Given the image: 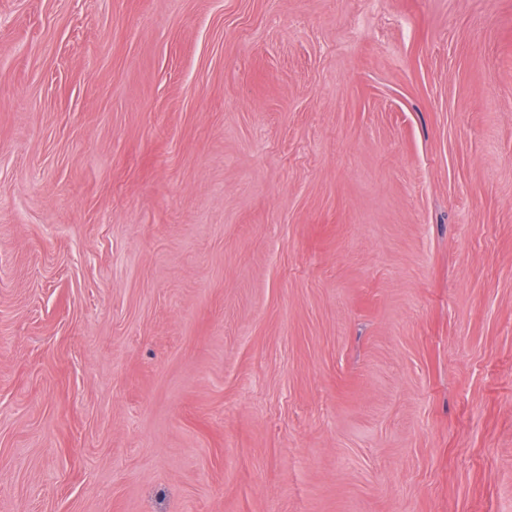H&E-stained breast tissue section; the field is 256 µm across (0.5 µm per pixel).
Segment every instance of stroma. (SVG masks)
Masks as SVG:
<instances>
[{
    "instance_id": "1",
    "label": "stroma",
    "mask_w": 512,
    "mask_h": 512,
    "mask_svg": "<svg viewBox=\"0 0 512 512\" xmlns=\"http://www.w3.org/2000/svg\"><path fill=\"white\" fill-rule=\"evenodd\" d=\"M0 512H512V0H0Z\"/></svg>"
}]
</instances>
